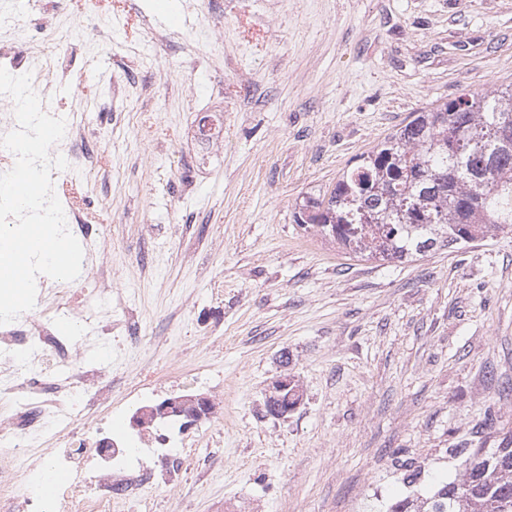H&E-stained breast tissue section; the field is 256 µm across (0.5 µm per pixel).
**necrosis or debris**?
<instances>
[{
	"label": "necrosis or debris",
	"instance_id": "1",
	"mask_svg": "<svg viewBox=\"0 0 512 512\" xmlns=\"http://www.w3.org/2000/svg\"><path fill=\"white\" fill-rule=\"evenodd\" d=\"M45 293L77 331L58 333L38 306L0 325V512H127L179 467L184 439L156 449L136 435L112 437L111 416L97 408L124 373L102 362L130 352L112 344V291L92 289L78 304L67 283ZM60 470L72 481L45 492L43 476Z\"/></svg>",
	"mask_w": 512,
	"mask_h": 512
}]
</instances>
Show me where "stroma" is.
<instances>
[{
  "instance_id": "obj_1",
  "label": "stroma",
  "mask_w": 512,
  "mask_h": 512,
  "mask_svg": "<svg viewBox=\"0 0 512 512\" xmlns=\"http://www.w3.org/2000/svg\"><path fill=\"white\" fill-rule=\"evenodd\" d=\"M156 4L63 0L40 14L69 75L31 52L101 147L99 170L52 177L105 227L79 285L107 265L113 320L154 339L100 413L137 431L134 384L213 404L151 512H390L461 481L512 435V234L388 262L294 212L413 113L512 83V0ZM210 113L223 138L194 139ZM284 374L304 397L275 418ZM303 393L300 385L292 376L283 375L273 380L266 393L268 413L276 418H284L294 411L302 402Z\"/></svg>"
}]
</instances>
